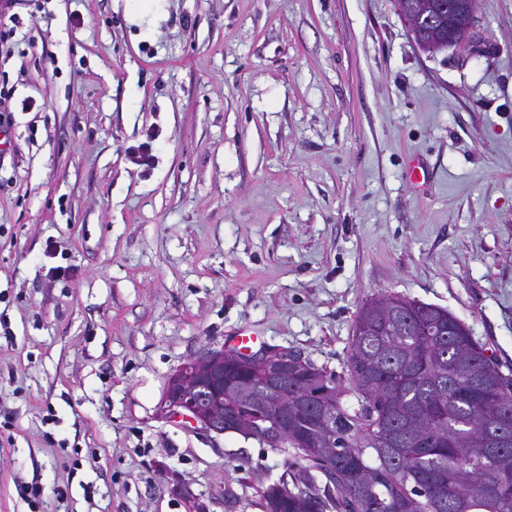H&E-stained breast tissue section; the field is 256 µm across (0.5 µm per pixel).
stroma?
<instances>
[{
  "label": "stroma",
  "mask_w": 512,
  "mask_h": 512,
  "mask_svg": "<svg viewBox=\"0 0 512 512\" xmlns=\"http://www.w3.org/2000/svg\"><path fill=\"white\" fill-rule=\"evenodd\" d=\"M160 7L146 30L124 0L10 8L0 512H188L184 484L265 512L285 452L159 415L243 328L338 373L359 307L397 293L512 372V0H478L480 57L419 50L395 0ZM158 136V131L155 128H149L146 132V141L129 149L130 157L135 164L147 167L152 166L155 157L153 154V144L158 139Z\"/></svg>",
  "instance_id": "stroma-1"
}]
</instances>
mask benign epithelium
Instances as JSON below:
<instances>
[{"label": "benign epithelium", "instance_id": "obj_1", "mask_svg": "<svg viewBox=\"0 0 512 512\" xmlns=\"http://www.w3.org/2000/svg\"><path fill=\"white\" fill-rule=\"evenodd\" d=\"M478 0H418L402 4L400 13L407 24L416 46L425 53H437L450 47L462 48L473 56L484 53L483 40L478 30ZM448 17V32L440 39H431V28L439 19ZM226 351L207 349L179 367L169 378L161 415L165 419L181 420L206 433L224 434V416L200 404L202 394L214 381H224ZM303 361L300 354L286 356L277 350H262L249 356V362L266 371H286L288 366H298ZM249 417L253 434L266 439L273 435L288 436V429L281 426L279 412L270 408L261 411L238 406L230 417Z\"/></svg>", "mask_w": 512, "mask_h": 512}]
</instances>
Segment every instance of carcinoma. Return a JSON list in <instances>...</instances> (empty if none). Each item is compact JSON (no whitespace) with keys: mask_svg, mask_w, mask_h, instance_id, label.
<instances>
[{"mask_svg":"<svg viewBox=\"0 0 512 512\" xmlns=\"http://www.w3.org/2000/svg\"><path fill=\"white\" fill-rule=\"evenodd\" d=\"M289 378L270 393L248 357L224 362L229 390L288 413L290 480L262 491L265 512H512V379L448 310L372 299L344 376L307 359Z\"/></svg>","mask_w":512,"mask_h":512,"instance_id":"cac0c4a2","label":"carcinoma"}]
</instances>
